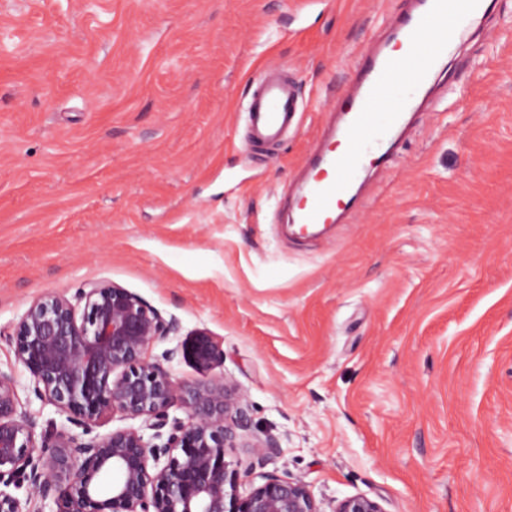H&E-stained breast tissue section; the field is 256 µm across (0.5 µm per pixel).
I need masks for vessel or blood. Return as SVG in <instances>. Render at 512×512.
<instances>
[{
  "label": "vessel or blood",
  "mask_w": 512,
  "mask_h": 512,
  "mask_svg": "<svg viewBox=\"0 0 512 512\" xmlns=\"http://www.w3.org/2000/svg\"><path fill=\"white\" fill-rule=\"evenodd\" d=\"M488 9L489 0H407L389 19L388 40L359 52L351 88L330 103L343 126L321 128L315 150L301 166V188L293 198L299 232L337 223L354 206L360 172L389 161L395 133L417 94L435 81L449 41ZM241 110L244 144L255 161L267 164L300 127L305 105L290 69L272 61L258 69Z\"/></svg>",
  "instance_id": "b4317fda"
}]
</instances>
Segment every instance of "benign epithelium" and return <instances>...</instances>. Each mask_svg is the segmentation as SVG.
<instances>
[{
  "label": "benign epithelium",
  "instance_id": "obj_1",
  "mask_svg": "<svg viewBox=\"0 0 512 512\" xmlns=\"http://www.w3.org/2000/svg\"><path fill=\"white\" fill-rule=\"evenodd\" d=\"M178 332L139 295L119 285L88 282L73 297L34 300L8 338L30 374L34 394L67 421L92 432L119 412L140 420L80 442L52 425L36 435V422L19 398L13 370L0 369V512H324L299 479L244 472L226 460L249 420L245 397L230 378L173 380L147 351ZM200 371L224 363L219 339L205 330L167 350ZM177 407L185 417H172ZM112 497L96 499L98 484ZM243 485L248 489L241 492ZM335 512H382L351 496Z\"/></svg>",
  "mask_w": 512,
  "mask_h": 512
}]
</instances>
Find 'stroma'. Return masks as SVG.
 <instances>
[{
    "mask_svg": "<svg viewBox=\"0 0 512 512\" xmlns=\"http://www.w3.org/2000/svg\"><path fill=\"white\" fill-rule=\"evenodd\" d=\"M0 0V366L38 429L67 427L5 338L36 297L91 280L205 329L265 469L325 512H512V0L448 47L444 85L326 239L276 194L403 0ZM307 105L278 159L237 104L267 59Z\"/></svg>",
    "mask_w": 512,
    "mask_h": 512,
    "instance_id": "1",
    "label": "stroma"
}]
</instances>
